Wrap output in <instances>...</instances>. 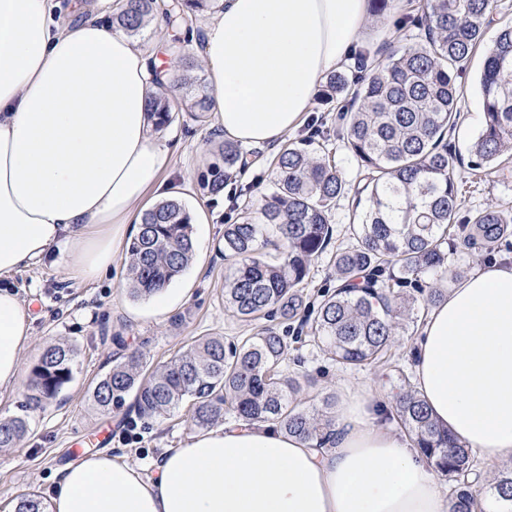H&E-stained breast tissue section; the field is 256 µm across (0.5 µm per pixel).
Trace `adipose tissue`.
<instances>
[{"mask_svg": "<svg viewBox=\"0 0 512 512\" xmlns=\"http://www.w3.org/2000/svg\"><path fill=\"white\" fill-rule=\"evenodd\" d=\"M54 0H0V280L51 250L92 281L140 223L171 164L151 130L147 53L103 14L52 23ZM369 0H224L200 50L226 140L280 144L364 36ZM31 314L0 287V390L13 387ZM414 382L457 442L512 462V259L458 281L422 328ZM371 395L340 401L319 449L268 424H225L163 455L152 476L106 454L68 466L48 512H449L409 440Z\"/></svg>", "mask_w": 512, "mask_h": 512, "instance_id": "adipose-tissue-1", "label": "adipose tissue"}]
</instances>
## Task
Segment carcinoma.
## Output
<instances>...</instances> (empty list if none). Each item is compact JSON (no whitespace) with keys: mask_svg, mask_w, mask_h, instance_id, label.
<instances>
[{"mask_svg":"<svg viewBox=\"0 0 512 512\" xmlns=\"http://www.w3.org/2000/svg\"><path fill=\"white\" fill-rule=\"evenodd\" d=\"M217 0H130L112 14V24L136 32L162 12L169 21L191 29L192 14ZM493 0H427L420 19L423 42L366 67L361 76L338 72L326 83L328 98L351 95L336 136L357 166L359 180L343 176L330 153L308 146L287 147L272 161V191L260 216L224 225V253L237 264L224 288V308L242 321L262 316L294 320L305 301L301 286L312 261L333 237L330 216L336 203L353 195L349 243L332 254L336 289L305 321L309 341L336 363L350 368L385 365L400 321L414 314L417 296L436 305L445 297L433 278L449 272V255L460 250L490 255L512 238V216L487 207L458 219L459 186L448 149V134L460 119L464 90L457 82L463 64L478 50ZM150 96L146 112L154 125H168L172 112H192L204 120L211 94L199 84L191 94L175 95L183 83L164 85ZM479 89L483 127L470 150V166H499L512 157V26L504 27L487 49ZM245 165L240 146L226 142L220 159L202 175L212 195L224 178ZM271 226L287 250L272 254L265 234ZM194 255L192 224L176 198L146 210L128 247V290L149 299L180 277ZM288 331L267 327L240 343L203 336L180 357L147 377L140 357L112 366L98 382L93 399L105 412L119 408L128 395L141 417L162 418L182 405L190 420L208 430L229 413L245 423H271L284 434L315 448H330L336 438V397L324 395L310 409L295 404L300 379L284 372ZM74 350L48 346L33 370L28 403L40 408L72 380ZM387 419H397L414 447L448 480L450 512H512V471L485 488L469 449L459 445L432 417L404 369ZM25 418L0 419V448H13L26 435ZM32 494L15 512H45Z\"/></svg>","mask_w":512,"mask_h":512,"instance_id":"obj_1","label":"carcinoma"}]
</instances>
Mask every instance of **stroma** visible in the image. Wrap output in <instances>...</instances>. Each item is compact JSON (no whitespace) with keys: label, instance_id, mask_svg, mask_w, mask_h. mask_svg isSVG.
Segmentation results:
<instances>
[{"label":"stroma","instance_id":"stroma-1","mask_svg":"<svg viewBox=\"0 0 512 512\" xmlns=\"http://www.w3.org/2000/svg\"><path fill=\"white\" fill-rule=\"evenodd\" d=\"M484 34V47L465 63L458 80L465 93L458 105L460 121L449 138L454 157V174L463 185L460 213L496 206L512 212V169L479 180L469 169L470 146L483 123V105L478 79L485 47L491 46L501 28L512 25V0H498ZM419 40L411 18L394 13L370 16L363 50L384 59L392 49H406ZM342 99L328 100L316 95L312 112L288 134L286 144L306 139L314 130L331 133L326 149L334 152L347 180H355L356 167L334 133L339 124ZM170 147L172 165L163 176L162 187L149 193L150 203L176 198L185 207L203 211L205 221L193 225L195 255L191 265L171 287L181 299L169 312H156L153 301L132 298L127 290L124 257H117L112 269L96 281H85L68 272L67 255L55 253L15 274L10 284L29 303L33 316L32 337L21 354L22 375L14 390L0 393V416L25 415L28 431L13 448L0 449V512H13L25 494L48 498L69 464L73 439L92 440L104 426H111L112 440L106 453L142 468L150 475L165 449L179 448L196 433L188 407L164 418L138 417L132 401L120 410L103 412L93 404V392L113 364L139 352L144 372L165 364L185 352L202 336H220L225 342H240L270 325V318L242 322L224 308V280L235 261L224 254V227L239 222L244 214H257L271 185L272 149H248L246 174L226 182L222 194L213 196L199 189L197 179L215 163V151L224 140L213 120L198 121L193 114L177 112L172 122L155 132ZM52 344H64L75 351L73 379L47 406L24 409L32 370L43 351ZM289 372L314 378L312 387L297 398L309 407L328 393L369 392L389 398L396 381L390 370L376 367L343 369L308 339L293 342L286 364ZM137 421L138 437L122 436L127 418Z\"/></svg>","mask_w":512,"mask_h":512}]
</instances>
